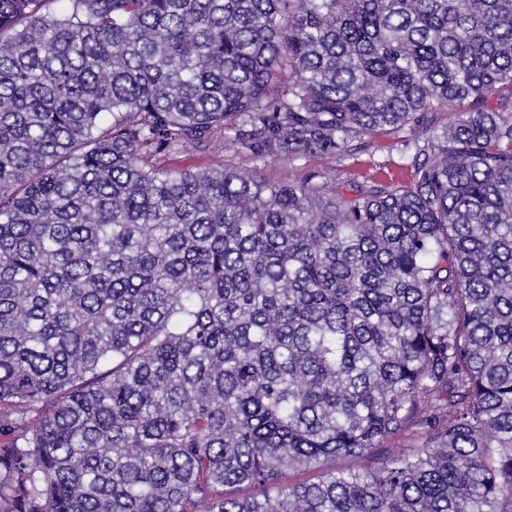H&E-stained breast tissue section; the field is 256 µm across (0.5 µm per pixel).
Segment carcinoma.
Here are the masks:
<instances>
[{
  "label": "carcinoma",
  "mask_w": 512,
  "mask_h": 512,
  "mask_svg": "<svg viewBox=\"0 0 512 512\" xmlns=\"http://www.w3.org/2000/svg\"><path fill=\"white\" fill-rule=\"evenodd\" d=\"M0 512H512V0H0ZM233 133L226 131L224 139L217 138L208 146L189 152L160 158V164L191 168H219L244 174H257L271 181L298 180L309 171L321 174L327 189L354 178L362 182L371 177L395 181L409 178L408 156L413 147L406 148L405 140L413 138L408 129L391 136L378 138L362 148L341 155H313L289 162L287 158L258 160L240 145H233Z\"/></svg>",
  "instance_id": "obj_1"
}]
</instances>
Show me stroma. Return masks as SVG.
<instances>
[{
	"label": "stroma",
	"instance_id": "35a3bbf8",
	"mask_svg": "<svg viewBox=\"0 0 512 512\" xmlns=\"http://www.w3.org/2000/svg\"><path fill=\"white\" fill-rule=\"evenodd\" d=\"M409 130H401L391 136L378 138L361 149L340 155H313L291 162L285 158L259 160L250 151L231 144L229 139H216L208 146L166 157L169 165L191 168H224L244 174H257L272 181L298 180L305 173L321 174L327 188L357 179L360 181L382 177L404 181L409 177Z\"/></svg>",
	"mask_w": 512,
	"mask_h": 512
}]
</instances>
